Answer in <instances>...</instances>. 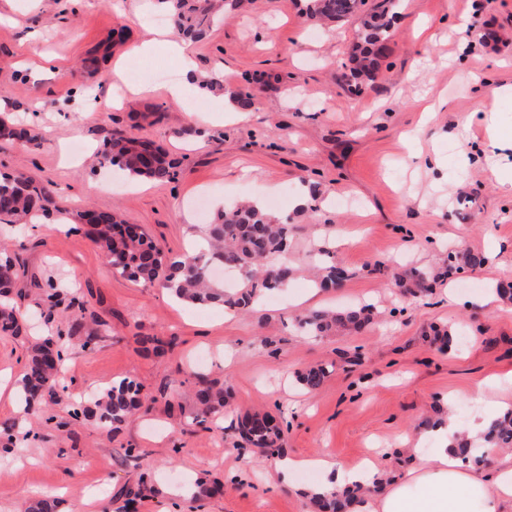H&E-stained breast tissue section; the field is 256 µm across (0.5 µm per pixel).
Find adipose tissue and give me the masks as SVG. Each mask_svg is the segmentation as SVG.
<instances>
[{
    "instance_id": "1",
    "label": "adipose tissue",
    "mask_w": 512,
    "mask_h": 512,
    "mask_svg": "<svg viewBox=\"0 0 512 512\" xmlns=\"http://www.w3.org/2000/svg\"><path fill=\"white\" fill-rule=\"evenodd\" d=\"M475 397L485 401L484 412L465 428L451 417L431 427L429 434L436 443L432 455L420 459L417 466L392 482H384L369 459L346 468L320 456L288 457L278 462L276 471L285 481L303 467L319 470L322 481L315 487L319 493L360 488L363 495L359 512H504L506 506H512V456L503 459L493 476L488 477L463 467L457 443L465 438L471 442L473 453L489 451L483 432L493 419L512 411V406L486 402L481 387L476 389Z\"/></svg>"
}]
</instances>
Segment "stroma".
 <instances>
[{"mask_svg":"<svg viewBox=\"0 0 512 512\" xmlns=\"http://www.w3.org/2000/svg\"><path fill=\"white\" fill-rule=\"evenodd\" d=\"M300 0H236L207 36L190 45L203 79L230 70L252 110L232 119L210 115L203 147L190 131L194 111L210 102L199 88L184 98L154 79L179 70L172 23L150 27L156 0H0V113L41 137L24 149L0 142V174L17 171L50 182L70 209L121 207L177 256L201 240L219 210L261 197L291 233L287 288L266 294L248 314L198 309L158 285L112 272L83 233L45 224H0L21 266L17 302L39 316L49 292L62 305L85 302L87 326L112 338L91 351L69 339L63 380L69 400L29 412L0 401V422L33 435L24 456L0 437V512H25L51 495L58 512H115L119 491L139 492L138 512H309L300 491L320 479L292 474L281 482L276 459L261 457L236 430L240 412L283 411V457L325 456L353 467L382 449V476L406 473L415 448H431L424 430L454 415L469 424L480 407L478 383L512 370V302L479 304L512 282V148L492 146L489 123L512 132V0H403L395 35L373 80L353 90L339 78L356 21L309 28ZM126 26L97 71L89 53ZM38 38H31V31ZM150 58L125 59L126 45L147 39ZM49 62L41 78L29 65ZM146 94L113 105L118 63ZM115 130L162 146L179 168L148 188L99 171L94 150ZM497 177L484 170L486 159ZM318 187L321 203L299 206L298 187ZM347 272L342 288L317 290L310 267L317 247ZM484 254L476 269L450 276L413 299L395 294L393 273L442 267L460 250ZM370 301L372 325L324 339L300 335L295 316ZM54 310L50 331H68ZM448 328V347L429 345L430 327ZM35 332L0 334V376L18 384ZM326 364L322 387L296 380ZM224 383L230 397L217 422L193 419L195 374ZM129 378L153 398L119 429L73 404ZM148 452L134 463L128 449ZM221 487L199 497L200 487Z\"/></svg>","mask_w":512,"mask_h":512,"instance_id":"obj_1","label":"stroma"}]
</instances>
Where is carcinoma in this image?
I'll list each match as a JSON object with an SVG mask.
<instances>
[{"mask_svg": "<svg viewBox=\"0 0 512 512\" xmlns=\"http://www.w3.org/2000/svg\"><path fill=\"white\" fill-rule=\"evenodd\" d=\"M175 17L178 33L196 40L211 27L213 14L226 0H157ZM402 0H379L372 12L364 11L366 0H308L307 19L314 25L361 17L346 65V79L369 77L379 66L388 43L393 37V19ZM0 139L15 142L25 148L36 137L17 127L0 115ZM98 166L119 168L129 181H170L177 175V162L168 158L152 142L124 132H116L105 139L95 152ZM55 216L63 224H86L85 234L105 254L112 269L135 280L159 283L173 295L192 305L245 312L265 293L286 285L291 269L286 263L273 259L288 252V222L271 217L264 209L243 202L221 213L208 225L206 252L187 253L176 257L166 255L146 234L122 231L127 221L120 210L98 211L86 209L71 212L55 205L52 190L34 182L22 173L0 177V224H34L40 218ZM324 256L316 268L315 284L330 288L336 275V264L330 260V251L320 248ZM217 260L226 268L241 275V284L229 293L214 281L211 262ZM485 257L471 253L463 258L448 256L447 273H456L464 267L475 269L484 265ZM435 268H414L398 280L405 296L418 297L429 292L433 283L443 277ZM19 278L15 258L6 250L0 251V332L20 335L27 331L25 320L11 301V289ZM374 307L359 303L338 311L312 310L297 320L305 336L324 337L338 332H359L373 322ZM48 341L31 345L21 379V404L28 411L43 403L56 404L64 393L57 391L60 384L62 352L51 350ZM328 370L313 366L299 375L300 383L308 392L322 386ZM196 411L194 419L203 423L224 411V388L203 376H196ZM142 406L141 390L131 379L112 383L101 392L95 408L73 409V415L91 414L100 424L119 428ZM240 436L267 456L279 453L281 427L268 413L246 414L238 418ZM485 440L495 448L512 447V411L492 421L484 432ZM311 512H344L339 495L314 496L310 499Z\"/></svg>", "mask_w": 512, "mask_h": 512, "instance_id": "carcinoma-1", "label": "carcinoma"}]
</instances>
